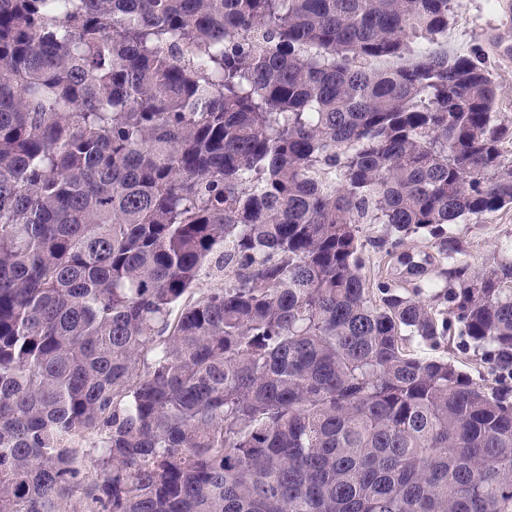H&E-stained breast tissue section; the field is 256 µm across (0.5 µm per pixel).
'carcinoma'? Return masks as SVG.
Segmentation results:
<instances>
[{
  "instance_id": "carcinoma-1",
  "label": "carcinoma",
  "mask_w": 512,
  "mask_h": 512,
  "mask_svg": "<svg viewBox=\"0 0 512 512\" xmlns=\"http://www.w3.org/2000/svg\"><path fill=\"white\" fill-rule=\"evenodd\" d=\"M453 2L0 0V512H512V259L451 230L512 120ZM459 340H455V343H451L447 346L448 349L441 347L438 350H423L425 355H447L450 358H453L455 361H460L463 365L462 368L471 374L475 381L480 383H485L481 381L482 376H488L486 370L483 368L484 365L477 361L472 351H464L460 348L456 347V342Z\"/></svg>"
}]
</instances>
